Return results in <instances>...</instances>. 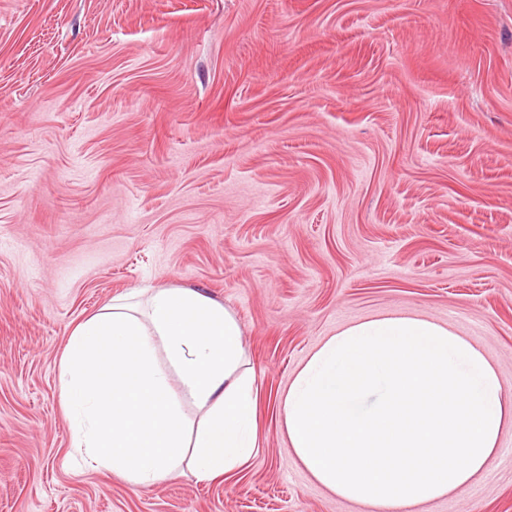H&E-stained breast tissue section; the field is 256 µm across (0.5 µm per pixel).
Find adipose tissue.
<instances>
[{"instance_id": "adipose-tissue-1", "label": "adipose tissue", "mask_w": 512, "mask_h": 512, "mask_svg": "<svg viewBox=\"0 0 512 512\" xmlns=\"http://www.w3.org/2000/svg\"><path fill=\"white\" fill-rule=\"evenodd\" d=\"M70 446L135 489L250 468L260 385L235 313L192 288H142L72 330L58 361ZM512 426V396L469 339L388 316L342 328L294 372L279 426L321 487L404 512L468 487Z\"/></svg>"}]
</instances>
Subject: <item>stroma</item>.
I'll return each instance as SVG.
<instances>
[{"label":"stroma","instance_id":"obj_1","mask_svg":"<svg viewBox=\"0 0 512 512\" xmlns=\"http://www.w3.org/2000/svg\"><path fill=\"white\" fill-rule=\"evenodd\" d=\"M147 285L236 313L249 469L134 489L71 457L61 350ZM385 315L467 336L512 395V0H0V512H369L278 408ZM411 512H512V464Z\"/></svg>","mask_w":512,"mask_h":512}]
</instances>
